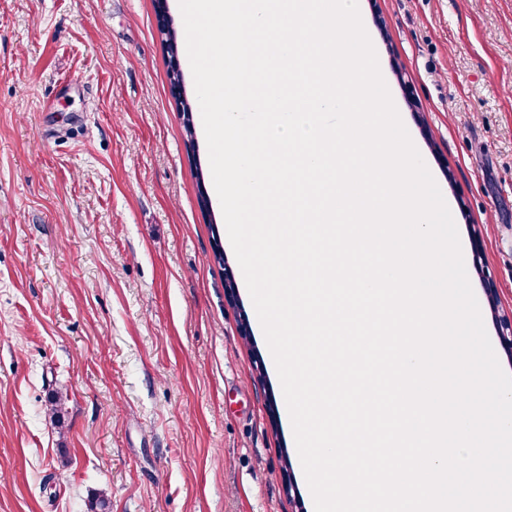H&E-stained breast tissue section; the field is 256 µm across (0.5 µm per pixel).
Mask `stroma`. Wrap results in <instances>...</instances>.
I'll use <instances>...</instances> for the list:
<instances>
[{"label": "stroma", "mask_w": 512, "mask_h": 512, "mask_svg": "<svg viewBox=\"0 0 512 512\" xmlns=\"http://www.w3.org/2000/svg\"><path fill=\"white\" fill-rule=\"evenodd\" d=\"M360 11L512 374V0ZM175 59L153 0H0V512H314Z\"/></svg>", "instance_id": "stroma-1"}]
</instances>
